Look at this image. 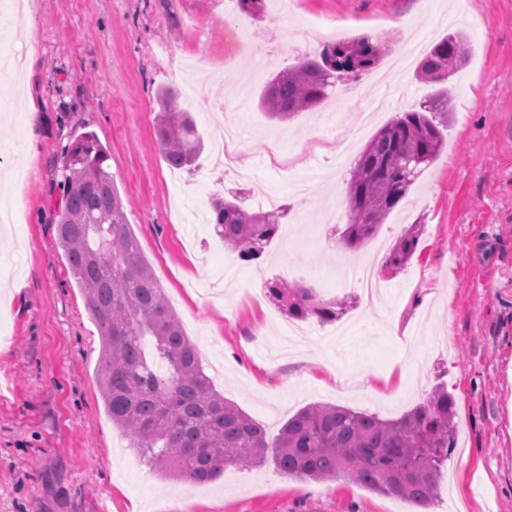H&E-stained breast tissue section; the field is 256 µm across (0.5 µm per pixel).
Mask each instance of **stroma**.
I'll return each instance as SVG.
<instances>
[{
	"label": "stroma",
	"instance_id": "1",
	"mask_svg": "<svg viewBox=\"0 0 512 512\" xmlns=\"http://www.w3.org/2000/svg\"><path fill=\"white\" fill-rule=\"evenodd\" d=\"M32 25L0 30V49L30 47L22 75L39 111L30 115L0 82V198L13 202L0 235V512H413L409 501L345 479L301 481L273 464L229 466L214 481H170L151 471L108 416L98 386L101 336L57 245L52 210L60 156L92 132L143 258L197 346L203 368L224 364L216 389L269 434L310 404L395 419L439 385L456 405L447 495L432 512H512V0H34ZM428 30L432 47L452 30L469 40L451 80L444 149L357 250L343 249L346 189L356 152L399 112L432 91L409 67L394 104L358 135L357 115L385 94L371 76L337 82L352 91L278 122L259 107L270 79L321 40L377 32L386 70L404 29ZM243 116L235 168L209 164L216 83ZM171 86L204 140L193 173L171 177L155 134L158 88ZM35 127L37 152L10 166ZM285 152L269 157L272 139ZM286 207L264 254L241 260L205 216L214 196L247 210L258 194ZM418 242L403 270L381 273L367 304L333 279L338 264L388 253L409 228ZM280 280L340 299L334 323L288 318L266 285ZM347 381H339V374Z\"/></svg>",
	"mask_w": 512,
	"mask_h": 512
}]
</instances>
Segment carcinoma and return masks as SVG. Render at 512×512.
Wrapping results in <instances>:
<instances>
[{"mask_svg":"<svg viewBox=\"0 0 512 512\" xmlns=\"http://www.w3.org/2000/svg\"><path fill=\"white\" fill-rule=\"evenodd\" d=\"M380 57L367 37L323 46L315 58L278 72L260 106L287 120L329 96L338 78L371 72ZM467 40L450 32L421 59L418 77L437 88L417 109L398 113L356 159L347 182L348 220L341 242L350 248L373 238L422 171L440 156L442 118L451 110L445 82L466 64ZM159 145L174 168H196L202 141L179 104V93L157 90ZM98 137L84 133L63 149V203L56 214L57 245L82 288L102 338L99 385L112 424L132 436L143 461L170 478L208 483L228 465L249 466L272 455L281 474L326 481L338 476L380 494L428 505L455 447V404L448 390L396 420L344 406L309 405L268 438L266 428L217 392L199 352L169 308L139 243ZM212 224L224 244L245 259L260 257L276 235L281 213H250L236 201H211ZM417 245L408 233L385 256L382 268L401 270ZM267 292L297 320L336 321L342 304L309 288L273 280Z\"/></svg>","mask_w":512,"mask_h":512,"instance_id":"obj_1","label":"carcinoma"}]
</instances>
